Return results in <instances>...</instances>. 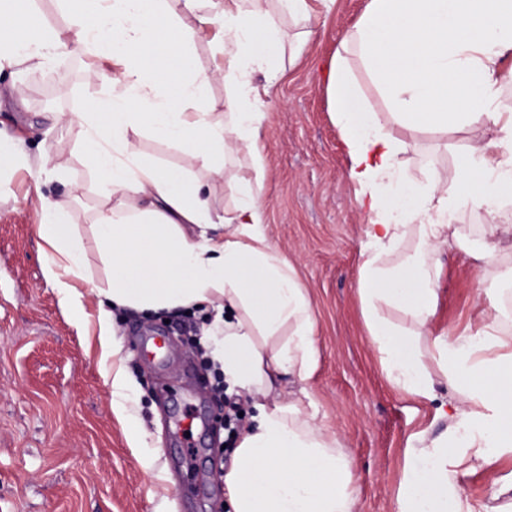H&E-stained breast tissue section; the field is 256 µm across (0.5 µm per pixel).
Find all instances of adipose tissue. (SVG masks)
<instances>
[{
	"mask_svg": "<svg viewBox=\"0 0 512 512\" xmlns=\"http://www.w3.org/2000/svg\"><path fill=\"white\" fill-rule=\"evenodd\" d=\"M64 28L49 24L36 0H0V66L43 69L58 57L95 61L90 78L112 95L91 109L56 113L77 128L99 198L91 229L109 274L92 287L99 312L100 357L112 411L132 447L144 442L133 413L134 381L126 372L113 312L149 316L194 308L204 315L206 355L230 387L255 396L254 412L224 476L229 512H355V462L336 435L315 425L311 395L292 399L278 379L307 380L318 351L307 288L287 256L264 234L266 159L259 141L267 85L296 60L318 10L335 0H56ZM196 24L184 28L185 16ZM179 49H171L174 34ZM207 42L219 65L200 68L193 46ZM512 56V0H367L327 74L333 122L348 157L355 201L367 216L359 252L358 294L370 345L390 385L436 400V385L454 392L446 432L411 436L398 512H512V333L486 322L475 334L434 332L441 257L449 245L488 262L495 248L472 245L455 224L465 210L491 216L488 236H512L497 222L512 206V106L501 99V61ZM360 65L386 102L367 109L352 67ZM229 88L223 120L210 112L214 81ZM469 132L452 165L426 164L418 186L400 160L405 133ZM152 136L178 148L184 164L145 154ZM238 169L232 205L213 207L226 167ZM62 154L46 150L31 166L21 143L0 137V193L12 175L28 171L44 242L43 273L63 309H82L73 280L85 279V248L73 222L75 199L42 194L66 170ZM415 255L390 262L407 235ZM494 473L492 490L472 509L461 482Z\"/></svg>",
	"mask_w": 512,
	"mask_h": 512,
	"instance_id": "obj_1",
	"label": "adipose tissue"
}]
</instances>
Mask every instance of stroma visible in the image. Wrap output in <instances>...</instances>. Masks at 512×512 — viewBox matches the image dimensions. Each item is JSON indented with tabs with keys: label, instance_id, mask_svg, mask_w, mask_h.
Masks as SVG:
<instances>
[{
	"label": "stroma",
	"instance_id": "obj_1",
	"mask_svg": "<svg viewBox=\"0 0 512 512\" xmlns=\"http://www.w3.org/2000/svg\"><path fill=\"white\" fill-rule=\"evenodd\" d=\"M366 2L335 0L330 12L314 17L299 58L265 96L263 230L295 264L317 318L316 369L304 382L286 377L285 388L308 390L316 426L336 435L354 458L356 512H397L409 437L423 430L438 435L448 422L438 418L437 402L390 386L360 315L358 253L366 219L355 205L323 78ZM18 85L26 92L15 100L8 91ZM108 90L107 83L87 80L80 57L58 58L47 70L0 69V133L24 138L31 160L50 145L69 161L47 191L77 198L74 222L92 277L77 282L83 295L106 281L89 223L96 189L77 131L53 128L49 115L82 110ZM405 142L400 159L417 175L425 156L445 142L452 151L440 161L451 164L469 135L424 131ZM28 183L19 174L11 196L0 197V512H225L231 444L222 420L202 423L211 376L177 324L161 317L121 322L122 355L137 383L134 413L147 432L142 447H129L101 372L98 309L86 301L82 313H62L57 289L42 275L39 202ZM509 266L512 253L486 264L448 250L434 331H477L476 293ZM158 332L169 343L162 366L143 352L145 339Z\"/></svg>",
	"mask_w": 512,
	"mask_h": 512
}]
</instances>
